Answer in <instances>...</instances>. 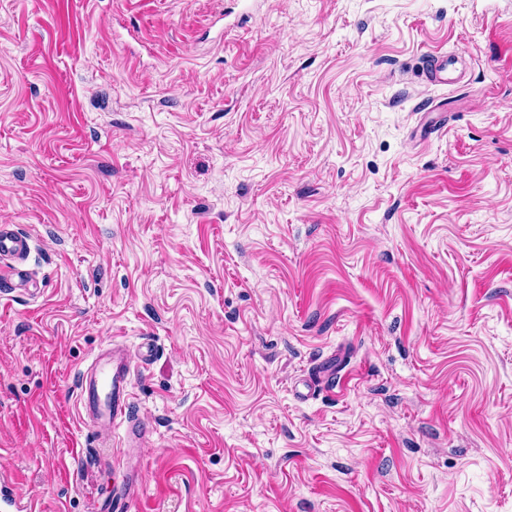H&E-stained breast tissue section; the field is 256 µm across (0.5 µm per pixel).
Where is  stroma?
<instances>
[{
	"instance_id": "1",
	"label": "stroma",
	"mask_w": 512,
	"mask_h": 512,
	"mask_svg": "<svg viewBox=\"0 0 512 512\" xmlns=\"http://www.w3.org/2000/svg\"><path fill=\"white\" fill-rule=\"evenodd\" d=\"M456 60L427 84L425 58ZM0 462L99 512H512V0H0ZM29 238L14 224H0V299L31 282L23 262L29 256ZM134 360L122 345L111 343L78 376V402L87 418L106 434L123 427L124 455L129 448H141L149 429L132 413L131 370ZM127 478L126 483L117 487L114 496L112 495L111 503L107 506L108 510H114V512H130L131 504L137 502L138 496L135 491L137 479H135L131 473L128 474Z\"/></svg>"
}]
</instances>
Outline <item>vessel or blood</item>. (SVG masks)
I'll return each instance as SVG.
<instances>
[{"mask_svg":"<svg viewBox=\"0 0 512 512\" xmlns=\"http://www.w3.org/2000/svg\"><path fill=\"white\" fill-rule=\"evenodd\" d=\"M30 253L27 236L15 225L0 224V298L10 296L17 288L28 284L30 273L24 262ZM147 352L131 356L119 344H110L95 361L78 376V402L80 414L89 419L103 433H111L121 427L124 433V448L142 447L149 429L132 413L131 370L135 360H147ZM12 469L0 465V512H33L30 503H20L14 497L11 484ZM137 481L128 478L117 488L111 503L112 512H131L137 502Z\"/></svg>","mask_w":512,"mask_h":512,"instance_id":"b4317fda","label":"vessel or blood"}]
</instances>
